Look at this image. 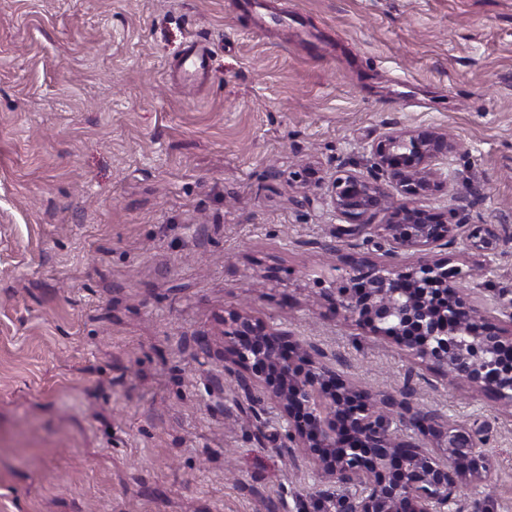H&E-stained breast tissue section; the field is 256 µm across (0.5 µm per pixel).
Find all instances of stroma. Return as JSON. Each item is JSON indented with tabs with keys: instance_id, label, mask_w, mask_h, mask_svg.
<instances>
[{
	"instance_id": "1",
	"label": "stroma",
	"mask_w": 512,
	"mask_h": 512,
	"mask_svg": "<svg viewBox=\"0 0 512 512\" xmlns=\"http://www.w3.org/2000/svg\"><path fill=\"white\" fill-rule=\"evenodd\" d=\"M196 41L200 80L178 73ZM400 127L461 145L420 208L512 225V0H0V512H298L325 491L281 459L270 405L240 423L220 320L247 307L402 386L404 352L324 297L363 249L323 203ZM417 391L490 429L464 512H512V416Z\"/></svg>"
}]
</instances>
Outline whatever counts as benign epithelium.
Returning <instances> with one entry per match:
<instances>
[{
    "label": "benign epithelium",
    "instance_id": "7a95c632",
    "mask_svg": "<svg viewBox=\"0 0 512 512\" xmlns=\"http://www.w3.org/2000/svg\"><path fill=\"white\" fill-rule=\"evenodd\" d=\"M459 151L446 132L400 128L370 145L376 174L339 169L328 181L326 204L343 220L338 236L362 241L368 255L351 261L325 297L334 314L410 357L398 392L367 388L317 344L246 311L223 318L224 371L248 399L277 412L279 453L335 488L300 512H453L464 489L492 479L488 430L449 422L413 387L425 370L512 410V290L496 287L487 265L477 273L448 256L407 262L457 245L487 262L512 239L503 224H464L454 210L416 205L450 189L454 176L440 164ZM379 213L386 221L372 223Z\"/></svg>",
    "mask_w": 512,
    "mask_h": 512
}]
</instances>
